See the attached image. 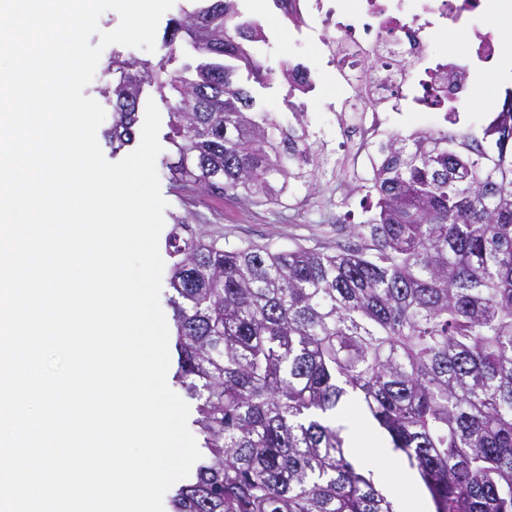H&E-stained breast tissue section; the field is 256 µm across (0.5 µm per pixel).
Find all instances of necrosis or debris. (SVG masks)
<instances>
[{"label": "necrosis or debris", "instance_id": "1", "mask_svg": "<svg viewBox=\"0 0 512 512\" xmlns=\"http://www.w3.org/2000/svg\"><path fill=\"white\" fill-rule=\"evenodd\" d=\"M506 0H289L302 22L291 45L326 57L336 74V142L358 171H367L373 139L389 109L463 111L472 70L491 69L502 54L488 15ZM459 33L451 49L441 29ZM389 62L378 69V58Z\"/></svg>", "mask_w": 512, "mask_h": 512}]
</instances>
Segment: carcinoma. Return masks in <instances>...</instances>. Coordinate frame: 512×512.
Segmentation results:
<instances>
[{
	"instance_id": "obj_1",
	"label": "carcinoma",
	"mask_w": 512,
	"mask_h": 512,
	"mask_svg": "<svg viewBox=\"0 0 512 512\" xmlns=\"http://www.w3.org/2000/svg\"><path fill=\"white\" fill-rule=\"evenodd\" d=\"M195 63L167 69L177 42ZM237 0H194L157 62L112 56L105 139H135L141 84L174 97L164 162L175 193L279 203L320 149L256 111L239 69L274 79ZM394 134L358 186L370 216L336 252L226 246L181 219L172 259L175 381L196 401L201 458L171 512H394L323 419L351 393L434 512H512V89L478 136Z\"/></svg>"
}]
</instances>
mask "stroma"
<instances>
[{"label":"stroma","instance_id":"stroma-1","mask_svg":"<svg viewBox=\"0 0 512 512\" xmlns=\"http://www.w3.org/2000/svg\"><path fill=\"white\" fill-rule=\"evenodd\" d=\"M238 9L243 18L259 22L265 30L266 42L253 47L254 55L265 68L277 72L287 61L310 67L316 88L302 97L307 112L306 132L315 145L335 146L333 116L319 93L321 87L332 82V68L327 67L323 58L309 56L304 51L289 53L288 27L272 0H238ZM470 86L483 105L466 113L465 122L478 130L489 118V107H501L506 90L512 88V79L497 80L492 72L481 70L472 72ZM157 172L162 176L160 189L167 202L165 224L183 218L201 232L223 234L225 244L230 246L256 244L274 250L305 247L331 252L341 239L336 231L340 216H349L354 224L366 218L359 195H348L346 186L327 176L310 187L292 184L282 203L254 204L229 192L219 197L201 189L180 198L170 190V183L164 177L165 167H158ZM334 420L347 431L355 427L365 430L367 443L365 447L352 449V460L372 471L377 488L393 505H400L403 498L409 497L418 512H434L416 471L392 450L388 438L367 418L356 398H346L337 408Z\"/></svg>","mask_w":512,"mask_h":512}]
</instances>
